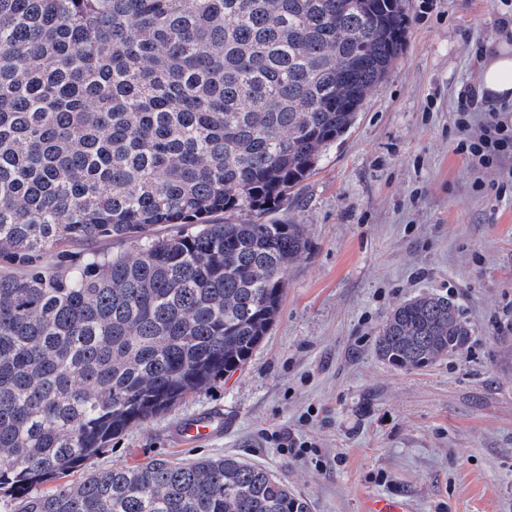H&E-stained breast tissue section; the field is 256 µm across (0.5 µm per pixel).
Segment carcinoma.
I'll list each match as a JSON object with an SVG mask.
<instances>
[{
  "mask_svg": "<svg viewBox=\"0 0 512 512\" xmlns=\"http://www.w3.org/2000/svg\"><path fill=\"white\" fill-rule=\"evenodd\" d=\"M404 7L0 0V267L19 270L0 273V491L21 512H310L232 456L66 477L251 359L308 240L214 217L274 210L309 177L403 51ZM470 338L424 294L375 350L418 370Z\"/></svg>",
  "mask_w": 512,
  "mask_h": 512,
  "instance_id": "cac0c4a2",
  "label": "carcinoma"
}]
</instances>
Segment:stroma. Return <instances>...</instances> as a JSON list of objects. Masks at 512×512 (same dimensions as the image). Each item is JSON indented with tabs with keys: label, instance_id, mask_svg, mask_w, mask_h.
<instances>
[{
	"label": "stroma",
	"instance_id": "obj_1",
	"mask_svg": "<svg viewBox=\"0 0 512 512\" xmlns=\"http://www.w3.org/2000/svg\"><path fill=\"white\" fill-rule=\"evenodd\" d=\"M512 0H405V46L351 129L296 196L259 215L300 224L279 317L241 369L133 427L71 473L159 457L234 456L281 476L311 512H362L371 495L413 512H512V156L488 168L457 149L476 51L497 41ZM447 296L468 348L415 371L381 361L386 316ZM212 413L210 440L179 428ZM290 433L316 446L281 448Z\"/></svg>",
	"mask_w": 512,
	"mask_h": 512
}]
</instances>
